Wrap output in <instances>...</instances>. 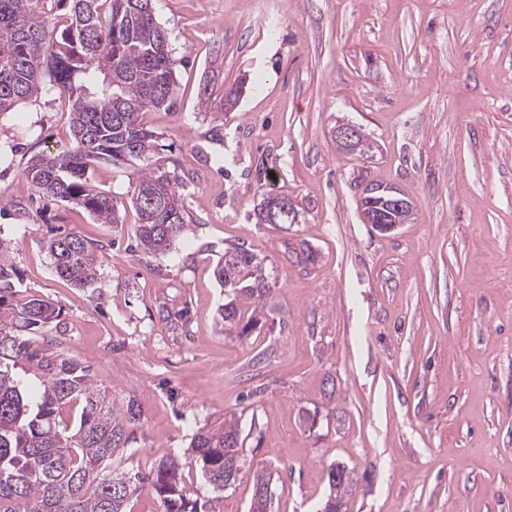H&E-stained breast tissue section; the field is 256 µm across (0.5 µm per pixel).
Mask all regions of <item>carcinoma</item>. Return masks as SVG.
Returning <instances> with one entry per match:
<instances>
[{"label": "carcinoma", "mask_w": 512, "mask_h": 512, "mask_svg": "<svg viewBox=\"0 0 512 512\" xmlns=\"http://www.w3.org/2000/svg\"><path fill=\"white\" fill-rule=\"evenodd\" d=\"M39 0H0V115L43 90L44 78L71 101L73 142L57 154L32 158L25 176L38 192L78 205L103 224L116 223L122 201L91 182L99 164L131 170V204L142 255L160 259L189 229L184 199L164 173L151 167L156 134L142 121L177 102V60L153 0H58L69 5L58 19ZM0 239V512H127L147 488L165 512H200L180 488L179 463L165 461L146 473L112 466L140 422L142 407H119L97 389L90 367L66 356L60 311L47 299L22 296ZM47 250L57 277L84 288L97 277L98 256L87 240L52 237ZM215 278L240 288L262 307L270 293L263 260L239 244L224 248ZM57 332L47 345L34 334ZM80 408L70 425L67 407ZM239 429L235 420L200 431L191 449L209 486L220 492L237 474ZM271 475L254 480L250 512H265ZM327 500L346 505L351 478L329 481Z\"/></svg>", "instance_id": "cac0c4a2"}]
</instances>
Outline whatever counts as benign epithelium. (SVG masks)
<instances>
[{
	"label": "benign epithelium",
	"mask_w": 512,
	"mask_h": 512,
	"mask_svg": "<svg viewBox=\"0 0 512 512\" xmlns=\"http://www.w3.org/2000/svg\"><path fill=\"white\" fill-rule=\"evenodd\" d=\"M359 129L350 124H340L336 128V139L352 146L357 142ZM359 206L360 218L365 224H374L382 233H389L413 219L415 204L403 191L393 185H368Z\"/></svg>",
	"instance_id": "1"
}]
</instances>
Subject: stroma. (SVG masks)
Listing matches in <instances>:
<instances>
[{
    "label": "stroma",
    "instance_id": "35a3bbf8",
    "mask_svg": "<svg viewBox=\"0 0 512 512\" xmlns=\"http://www.w3.org/2000/svg\"><path fill=\"white\" fill-rule=\"evenodd\" d=\"M155 13L179 92L144 121L190 224L163 259L130 251L132 211L100 224L27 180L32 156L72 143L67 96L0 115L16 286L60 308L64 351L103 395L142 406L113 463L178 460L184 496L208 504L190 444L233 419L240 471L221 512H249L260 470L269 512H320L339 464L348 512H512V0H155ZM344 123L370 153L337 150ZM372 181L414 199L412 223H362ZM266 195L288 196L297 223H258ZM58 233L99 247L91 287L54 274ZM303 242L314 265L296 261ZM230 243L263 257L272 286L242 335L219 316L254 308L214 276Z\"/></svg>",
    "mask_w": 512,
    "mask_h": 512
}]
</instances>
